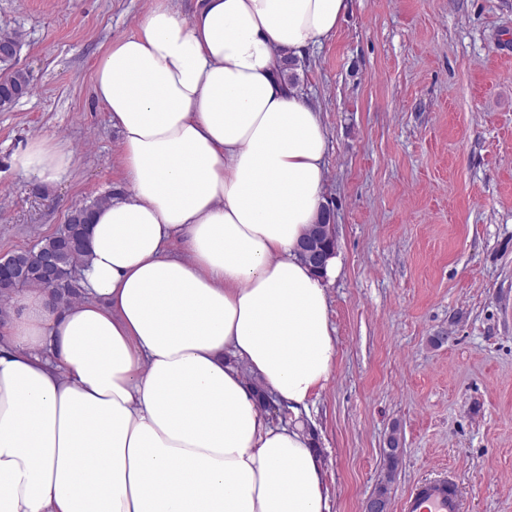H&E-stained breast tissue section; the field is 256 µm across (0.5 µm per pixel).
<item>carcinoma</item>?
I'll use <instances>...</instances> for the list:
<instances>
[{
    "mask_svg": "<svg viewBox=\"0 0 512 512\" xmlns=\"http://www.w3.org/2000/svg\"><path fill=\"white\" fill-rule=\"evenodd\" d=\"M31 91V80L27 72L15 67L9 68L6 74V81L0 84V109L6 110L10 108L14 102V94H28ZM111 196L103 195L95 198L89 204L73 209L68 215L69 231L77 240H82L85 235V224L88 223V211L96 206L108 203ZM53 254L59 261V277L62 278L61 283L53 292V295L62 301L70 302L79 296L78 288L70 281L64 279V276L70 269L80 265L86 248L82 245H74L63 237L57 235L43 237L36 244L33 250H21L14 254L15 260L21 266L28 269L26 278L13 284L0 285V313L7 311V306L13 296L19 291L26 288H44L46 281L39 271L36 260L37 255ZM402 462V449L397 435H391L388 448L384 449V471L383 476L379 480L375 494L384 499L389 500V486L393 477Z\"/></svg>",
    "mask_w": 512,
    "mask_h": 512,
    "instance_id": "obj_1",
    "label": "carcinoma"
}]
</instances>
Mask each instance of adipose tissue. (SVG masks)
Wrapping results in <instances>:
<instances>
[{
	"mask_svg": "<svg viewBox=\"0 0 512 512\" xmlns=\"http://www.w3.org/2000/svg\"><path fill=\"white\" fill-rule=\"evenodd\" d=\"M348 9L152 0L104 50L93 92L128 189L90 217L81 299L27 289L0 323V512H328L301 414L336 346L298 256L328 135L282 67ZM73 164L47 138L12 157L45 183Z\"/></svg>",
	"mask_w": 512,
	"mask_h": 512,
	"instance_id": "obj_1",
	"label": "adipose tissue"
}]
</instances>
